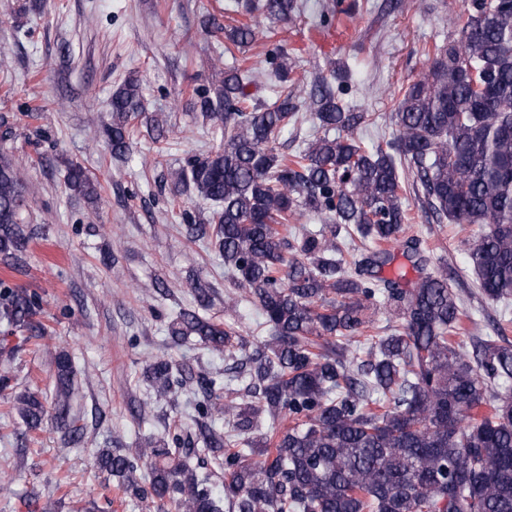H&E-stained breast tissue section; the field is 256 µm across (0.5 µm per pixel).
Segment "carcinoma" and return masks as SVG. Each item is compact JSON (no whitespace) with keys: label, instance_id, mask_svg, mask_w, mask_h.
<instances>
[{"label":"carcinoma","instance_id":"carcinoma-1","mask_svg":"<svg viewBox=\"0 0 512 512\" xmlns=\"http://www.w3.org/2000/svg\"><path fill=\"white\" fill-rule=\"evenodd\" d=\"M233 5L252 23L226 32L210 15L204 28L239 49L256 40L263 20L296 17V0ZM456 28V41L426 52L429 68L396 100L392 136L373 148L354 136L371 115L350 111V85L334 74L300 85L280 43L264 58L278 77L272 103L252 104L249 69L240 65L214 69L213 91H196L202 118L224 125V148L189 156L168 177L177 191L215 206L202 223L180 213L188 239L206 241L224 259L270 336L246 353L232 326L200 314L212 306V290L192 278L199 309L169 322L171 342L245 359L222 374L195 375L167 354L151 358L145 373L154 400L138 406V422H151L154 405L188 384L202 400L191 428L169 427L131 451L96 450L97 469L124 492L160 512H512V0H470ZM109 105L105 133L121 160L144 112L140 80L126 79ZM302 109L323 135L285 152L278 140ZM170 134L153 125L154 162ZM66 185L98 197V179L80 164L67 166ZM409 188L436 223L479 228L469 247L478 292L503 308L471 351L460 336L472 311L407 235ZM28 201L21 169L0 148L7 267L21 264L35 235L22 219ZM306 214L321 224L288 230ZM356 239L375 248H345ZM395 245L415 280L382 275ZM42 307L37 292L0 280V387L9 386V365L24 346L47 335L35 320ZM379 311L396 322L387 336L370 335ZM52 359L51 404L24 391L14 407L30 429L53 411L78 443L72 359L65 349ZM262 418L268 432L258 436ZM198 444L211 460L205 472L188 462L187 449ZM219 479L221 496L213 489Z\"/></svg>","mask_w":512,"mask_h":512}]
</instances>
